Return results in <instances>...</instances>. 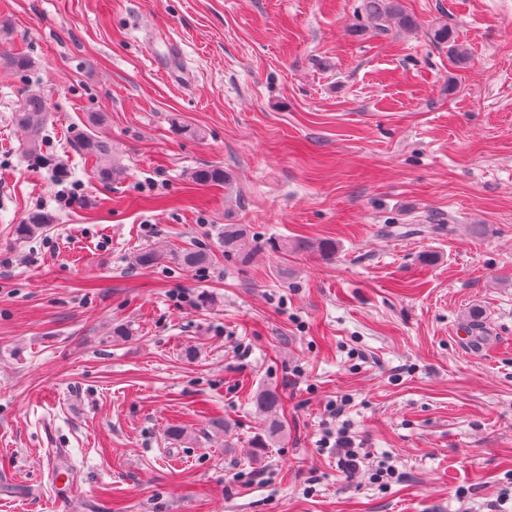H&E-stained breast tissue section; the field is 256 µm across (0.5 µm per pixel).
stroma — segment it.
Instances as JSON below:
<instances>
[{"label": "stroma", "mask_w": 512, "mask_h": 512, "mask_svg": "<svg viewBox=\"0 0 512 512\" xmlns=\"http://www.w3.org/2000/svg\"><path fill=\"white\" fill-rule=\"evenodd\" d=\"M360 4L0 0V52L37 63L0 67V512H512V0H400L416 26L384 34ZM25 86L48 165L21 152ZM205 165L228 185L192 183ZM158 242L217 260L137 266ZM262 387L287 436L260 450ZM0 61L5 68L10 69L24 80H28L35 67V61L23 53L1 54ZM49 106L45 98L38 93H28L13 112L14 123L26 134L25 153L35 161L46 158L49 136L46 133L49 120ZM81 153L95 162L97 178L109 183L120 173L121 166L112 155V145L94 134L83 131L77 133ZM52 217L48 213L36 211L31 213L22 224H16L15 234L21 240L33 238L44 224H50ZM224 254L239 258L241 261L250 260L256 253L257 246L249 238L242 224L224 225Z\"/></svg>", "instance_id": "35a3bbf8"}]
</instances>
